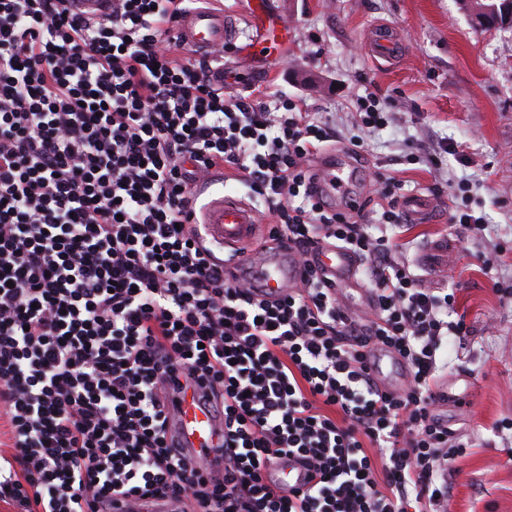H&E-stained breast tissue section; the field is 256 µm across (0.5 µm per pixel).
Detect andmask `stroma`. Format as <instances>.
<instances>
[{
    "label": "stroma",
    "instance_id": "35a3bbf8",
    "mask_svg": "<svg viewBox=\"0 0 512 512\" xmlns=\"http://www.w3.org/2000/svg\"><path fill=\"white\" fill-rule=\"evenodd\" d=\"M246 2L223 0L239 19L225 62L264 71L254 92L278 89L325 113L342 133L333 151L351 152V136L361 135L360 196L375 199L383 173L404 181V197L429 196L444 208L456 182L468 180L484 232H464L443 212L436 223L405 225L396 240L427 285L455 290V311L470 329L441 353L440 380L460 400L434 410L473 443L448 472L451 510L512 512V433L498 429L512 419V299L494 289L512 282V27L474 26L459 0H271L288 43L257 60L245 51L256 36ZM375 27L401 49L397 61L373 58ZM366 87L396 119L361 134L353 98ZM442 140L458 152L435 166L429 152Z\"/></svg>",
    "mask_w": 512,
    "mask_h": 512
}]
</instances>
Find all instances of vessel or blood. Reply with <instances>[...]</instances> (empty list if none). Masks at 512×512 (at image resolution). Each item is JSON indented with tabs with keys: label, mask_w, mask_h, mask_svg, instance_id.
I'll return each mask as SVG.
<instances>
[{
	"label": "vessel or blood",
	"mask_w": 512,
	"mask_h": 512,
	"mask_svg": "<svg viewBox=\"0 0 512 512\" xmlns=\"http://www.w3.org/2000/svg\"><path fill=\"white\" fill-rule=\"evenodd\" d=\"M173 33L183 46L199 55L222 46L228 48L235 45L238 28L234 16L198 7L180 15ZM209 77L212 83L220 88L231 80L253 83L258 80L259 75L255 72L240 74L220 66L211 69ZM350 167V161L346 157L333 153L322 155L317 164L319 177L312 183L311 191L314 197L323 200L336 195H346L347 211L356 216L361 212L362 200L348 192L351 181ZM402 209L409 222L413 224L430 223L434 211L433 205L423 198L405 200ZM207 221L217 225L225 252L231 253L235 264L247 271L257 296H285L289 288L302 280L305 268L292 246L285 244L271 252L253 251L252 245L259 235L260 226L249 205L233 198L223 199L209 210ZM313 255L316 268L323 277L334 283L337 288L359 292L364 301H371V294L362 289L360 262L352 252L322 243L315 247ZM374 363L377 367L376 377L382 389L397 391L402 388V381L392 380L389 375L390 370L399 365L395 356L380 353L377 354ZM174 423L182 442L187 447L211 448L217 443V423L211 413L201 405L194 390H186L179 408L175 411ZM265 476L267 480L280 486L286 484L301 487L308 481V471L305 467L292 469L280 461L271 464Z\"/></svg>",
	"instance_id": "vessel-or-blood-1"
}]
</instances>
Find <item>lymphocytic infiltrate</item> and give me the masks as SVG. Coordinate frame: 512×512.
I'll return each instance as SVG.
<instances>
[{
    "label": "lymphocytic infiltrate",
    "instance_id": "1",
    "mask_svg": "<svg viewBox=\"0 0 512 512\" xmlns=\"http://www.w3.org/2000/svg\"><path fill=\"white\" fill-rule=\"evenodd\" d=\"M0 0V501L16 512H113L150 497L179 512H448L468 443L432 415L439 351L467 335L454 294L399 259L403 184L379 180V236L323 209L312 162L338 141L279 91L225 97L172 23L192 0ZM233 177L267 235L300 259L321 242L362 260L372 316L308 267L287 296L252 298L197 216ZM408 368L381 390L367 360ZM204 389L224 445L189 455L170 432L183 387ZM298 459L311 484L264 478ZM388 362L390 366V371L385 374L383 371V365L385 362ZM375 368H376V377L378 379V383L383 390L387 391H398L403 387V384L406 380V371L399 364L397 358L392 354L388 353H378L376 358H374ZM394 368H400L401 373L399 377H397L396 381L391 380V373Z\"/></svg>",
    "mask_w": 512,
    "mask_h": 512
}]
</instances>
